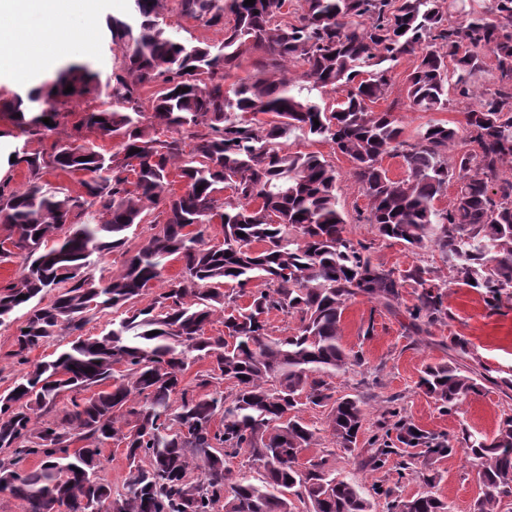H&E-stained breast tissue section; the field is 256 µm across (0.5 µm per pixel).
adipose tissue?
Segmentation results:
<instances>
[{"instance_id":"ef3b65f1","label":"adipose tissue","mask_w":512,"mask_h":512,"mask_svg":"<svg viewBox=\"0 0 512 512\" xmlns=\"http://www.w3.org/2000/svg\"><path fill=\"white\" fill-rule=\"evenodd\" d=\"M101 0H0V74L28 82L54 69L70 49V24L81 16L94 29Z\"/></svg>"}]
</instances>
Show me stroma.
<instances>
[{"instance_id": "1", "label": "stroma", "mask_w": 512, "mask_h": 512, "mask_svg": "<svg viewBox=\"0 0 512 512\" xmlns=\"http://www.w3.org/2000/svg\"><path fill=\"white\" fill-rule=\"evenodd\" d=\"M413 66L410 58L398 62L385 99L376 104L377 110L393 109L410 138L433 120L464 127L468 106L457 97L452 98L443 112L408 109V75ZM291 148L321 153L335 166L338 201L351 234L370 244L374 262L397 271L415 264L443 268L437 251L416 255L402 244L378 236L367 221L368 200L351 176L352 164L347 156L333 150L330 144L308 140L293 142ZM445 304L448 308L446 324L434 327L432 336L420 342L407 335L400 318L380 311L365 298L349 301L342 321L343 342L347 348L362 352L365 363L334 378L337 396L352 394L362 399L367 420L372 424L380 417L382 401L396 396L412 422L424 430L451 438L464 429L492 435L501 418L512 414V399L503 395L506 380L512 379V301L494 309L475 289L452 283L448 286ZM453 336L468 341L471 351L491 369L492 379L485 382L480 395L445 414L418 388L417 382L426 363L450 359L447 343ZM427 470L435 474L434 491L447 502L450 512H470L479 487L464 453L433 460Z\"/></svg>"}]
</instances>
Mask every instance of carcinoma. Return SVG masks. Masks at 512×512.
<instances>
[{
	"label": "carcinoma",
	"instance_id": "carcinoma-1",
	"mask_svg": "<svg viewBox=\"0 0 512 512\" xmlns=\"http://www.w3.org/2000/svg\"><path fill=\"white\" fill-rule=\"evenodd\" d=\"M130 2L129 15L106 19L121 52L106 100L71 122L49 154L12 151L9 167L26 171L25 189L0 181V224L12 246L0 250V263L24 257L16 279L0 287V326L22 312L11 356L28 366L0 393V491L22 512H92L97 504L112 512H376L378 499L387 512H448L429 491L400 498L381 480L367 494L337 476L326 454L298 463L321 439L304 407L327 410L332 442L345 453L366 421L364 402L336 397L332 385L362 362L342 341L347 303L361 296L401 311L418 337L431 335L448 309L442 271L373 262L338 208L334 166L288 141L332 144L352 162L379 236L437 250L454 283L498 306L512 296V0H302L293 12L288 0H175L179 15L224 29L218 44L173 37L167 0ZM249 48L263 53V75L225 85ZM488 56L491 89L474 81ZM406 57L415 59L411 111L448 109L451 90L469 102L466 151L451 153L454 127L429 122L411 142L393 112L373 109ZM152 84L159 89L145 106L142 90ZM100 88L99 72L74 61L1 100L0 112L17 135L45 138L69 117L58 103ZM330 90L342 97L327 107ZM105 138L116 141L108 156L95 143ZM386 155L402 158L406 178L389 177ZM49 170L83 175L82 194L44 189ZM450 184L454 195L440 209ZM155 209L162 219L130 243L129 230ZM214 216L220 245L206 242ZM114 252L125 256L121 268L96 276ZM168 257L181 263L175 276H164ZM109 310L119 314L111 329L83 335ZM272 312L295 326L275 334ZM218 318L224 334L207 335ZM59 336L74 340L54 359L30 362L31 351ZM201 360L209 368L188 376ZM481 378L441 361L424 367L418 386L448 413L481 391ZM216 380L226 390L208 392ZM64 394L70 408L59 416ZM381 409L361 468L382 473L394 459L401 477L430 486L426 461L458 443L477 474L473 512H503L512 415L492 437L465 429L453 444L415 425L393 398ZM112 442L128 464L116 496L100 475ZM240 455L260 478L234 472L229 462ZM29 457L40 460L36 468L20 466Z\"/></svg>",
	"mask_w": 512,
	"mask_h": 512
}]
</instances>
